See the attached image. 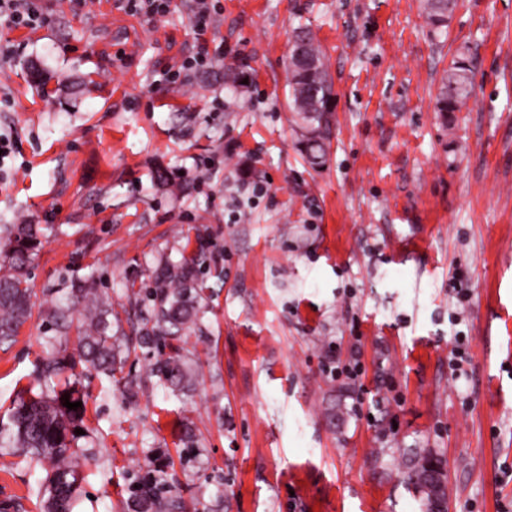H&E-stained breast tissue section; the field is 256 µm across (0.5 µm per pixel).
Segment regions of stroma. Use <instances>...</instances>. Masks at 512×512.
Masks as SVG:
<instances>
[{"label": "stroma", "mask_w": 512, "mask_h": 512, "mask_svg": "<svg viewBox=\"0 0 512 512\" xmlns=\"http://www.w3.org/2000/svg\"><path fill=\"white\" fill-rule=\"evenodd\" d=\"M209 2L211 61L192 71L194 0L151 19L115 0H41L45 26L0 25L16 48L0 57V133L18 170L0 183V226L43 230L32 317L0 348V416L40 357L74 354L45 316L79 323L73 285L145 315L158 260L194 253L204 315L177 344L200 376L165 388L147 348L125 366L136 399L83 375L76 512H122L166 452L165 493L187 512H425L406 465L418 448L444 461L449 512H512V0H460L440 35L420 0ZM301 24L336 93L319 168L288 107ZM465 49L473 96L446 120L435 96ZM228 67L244 83L225 82ZM455 266L468 298L449 286ZM43 476L0 455V512H42Z\"/></svg>", "instance_id": "obj_1"}]
</instances>
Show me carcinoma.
I'll use <instances>...</instances> for the list:
<instances>
[{
	"instance_id": "1",
	"label": "carcinoma",
	"mask_w": 512,
	"mask_h": 512,
	"mask_svg": "<svg viewBox=\"0 0 512 512\" xmlns=\"http://www.w3.org/2000/svg\"><path fill=\"white\" fill-rule=\"evenodd\" d=\"M457 8L458 0H423L427 22L436 32L448 27ZM301 31L306 62H288L290 108L295 112L299 129L310 128L316 132L312 139L299 138V145L306 160L320 166L325 161L331 138L334 90L320 46L309 28L303 27ZM474 75V59L464 52L457 55L442 78L436 111L445 117L461 111L472 97ZM4 232L9 265L0 273V345L14 342L20 328L31 317V293L25 267L41 244L36 224H8ZM195 269L193 258L177 264L162 262L155 268L150 290L153 310L138 331L139 346L161 351L170 349L172 340L195 328L200 313ZM71 300L81 304L84 311V322L77 334L79 359L58 352L47 354L35 370L39 391L14 401L7 420H0V447L12 448L16 454L44 465V512H74L81 488L82 477L73 461L76 455L73 442L77 439L75 430L83 423L85 407L70 410L63 406L62 400L67 394L71 403L84 402L77 387V363L117 378L129 399L139 393L136 378L116 377V373L123 372L125 357L119 339L121 329L113 328L110 319L112 304L104 295L81 286L71 289ZM151 372L173 391L189 387L195 379V372L176 352L161 355ZM54 382L61 384L62 389L51 396L49 391L54 389ZM436 461L440 463L442 459L422 449L408 464L409 482L426 503L432 494L426 476ZM173 466L169 456L155 464V475L140 480L138 491L127 502L126 512H185L180 499L162 497L157 488Z\"/></svg>"
}]
</instances>
